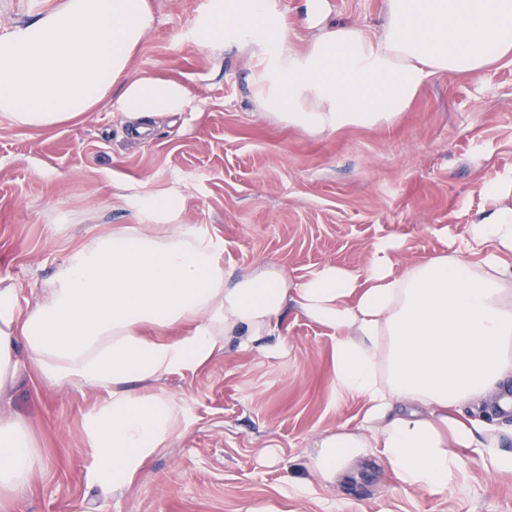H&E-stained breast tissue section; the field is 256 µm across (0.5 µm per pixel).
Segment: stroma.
I'll list each match as a JSON object with an SVG mask.
<instances>
[{
	"label": "stroma",
	"mask_w": 512,
	"mask_h": 512,
	"mask_svg": "<svg viewBox=\"0 0 512 512\" xmlns=\"http://www.w3.org/2000/svg\"><path fill=\"white\" fill-rule=\"evenodd\" d=\"M149 2L131 69L182 82L190 109L145 138L104 103L52 130L0 116V279L22 300L74 247L136 223V192L177 190L182 222L222 245L226 272L270 263L296 283L327 264L364 272L382 238L402 264L450 252L486 205L483 183L512 171L511 59L477 78L430 76L392 125L309 137L257 108L243 52L218 60L193 41L206 0ZM327 3L377 32L384 0ZM280 335L279 358L232 349L168 380L188 427L117 491L98 480L84 428L103 392L20 378L0 410L28 420L46 455L23 512H512V474L475 454L445 492L404 487L368 449L333 476L309 472L317 441L358 427L363 403L333 391L329 329L291 309Z\"/></svg>",
	"instance_id": "stroma-1"
}]
</instances>
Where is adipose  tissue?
<instances>
[{"instance_id":"obj_1","label":"adipose tissue","mask_w":512,"mask_h":512,"mask_svg":"<svg viewBox=\"0 0 512 512\" xmlns=\"http://www.w3.org/2000/svg\"><path fill=\"white\" fill-rule=\"evenodd\" d=\"M308 34L291 43L282 0H207L191 33L200 47L245 51L252 98L266 117L310 136L394 122L436 73L471 77L512 58V0H384L371 34L303 0ZM148 0H60L0 36V115L50 129L113 103L137 137L184 112L181 82L132 74L153 27ZM489 202L457 247L397 265L374 243L364 273L325 265L289 284L265 263L224 273L222 248L180 221L173 190L134 195L137 223L75 248L35 302L0 280V394L20 375L99 389L85 430L102 483L119 489L187 424L162 384L229 349L279 357L288 309L333 331L337 397L364 402L358 430L324 438L312 471L327 475L362 449L403 486L447 490L478 450L512 472L485 398L512 381V176L489 180ZM182 325V335L170 328ZM44 468L26 419L0 417V512Z\"/></svg>"}]
</instances>
